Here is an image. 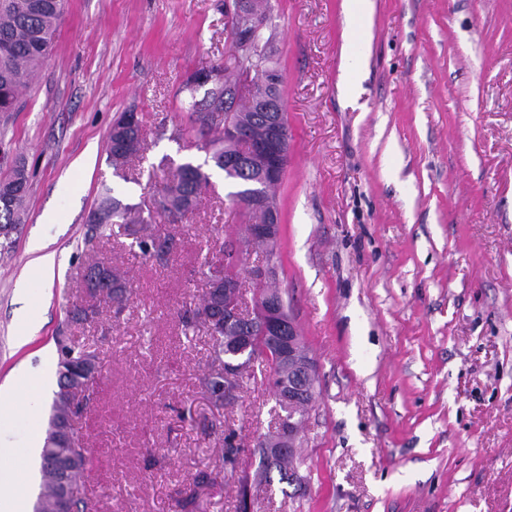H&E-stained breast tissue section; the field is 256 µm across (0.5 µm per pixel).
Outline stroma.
I'll return each instance as SVG.
<instances>
[{
  "instance_id": "stroma-1",
  "label": "stroma",
  "mask_w": 512,
  "mask_h": 512,
  "mask_svg": "<svg viewBox=\"0 0 512 512\" xmlns=\"http://www.w3.org/2000/svg\"><path fill=\"white\" fill-rule=\"evenodd\" d=\"M342 0H265L282 75L288 166L277 187L274 262L318 370L302 422V490L265 482L253 447L275 429L265 372L244 375L217 412L200 379L205 328L173 312L207 288L214 243L243 233L233 186L186 124L182 86L231 50L226 0H65L51 56L0 113V181L29 176L22 224L0 238V384L39 367L56 336L102 366L77 421L95 458L99 512H180L197 470L210 484L187 512H512V0H374L367 68L343 78ZM134 110L147 146L114 175L108 136ZM203 165L214 185L145 260L126 225L97 251L86 218L105 190L149 209L171 167ZM40 232L52 281L31 282L42 327L14 344L16 288ZM133 296L93 322L83 274L93 257Z\"/></svg>"
}]
</instances>
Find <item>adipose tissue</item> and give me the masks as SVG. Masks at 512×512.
<instances>
[{"label": "adipose tissue", "instance_id": "adipose-tissue-1", "mask_svg": "<svg viewBox=\"0 0 512 512\" xmlns=\"http://www.w3.org/2000/svg\"><path fill=\"white\" fill-rule=\"evenodd\" d=\"M342 11L346 79L354 82L363 67L358 50L370 42L374 2L342 0ZM51 379L48 369L37 370L24 363L16 366L6 383L0 386V428L34 415ZM42 448V438L36 434L26 442L21 452L0 460V512H31Z\"/></svg>", "mask_w": 512, "mask_h": 512}]
</instances>
